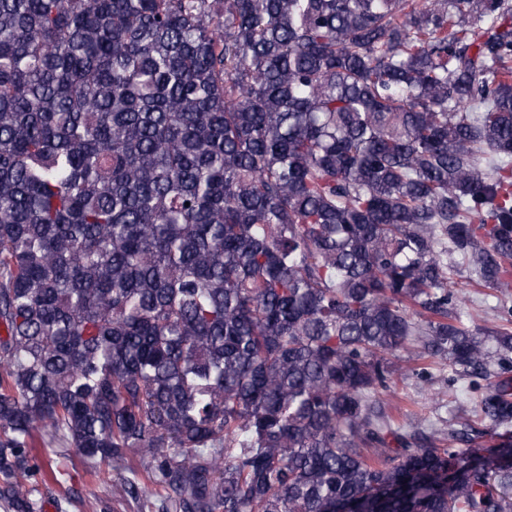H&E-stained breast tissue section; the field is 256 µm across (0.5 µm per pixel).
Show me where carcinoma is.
Masks as SVG:
<instances>
[{
  "label": "carcinoma",
  "mask_w": 512,
  "mask_h": 512,
  "mask_svg": "<svg viewBox=\"0 0 512 512\" xmlns=\"http://www.w3.org/2000/svg\"><path fill=\"white\" fill-rule=\"evenodd\" d=\"M511 297L512 0H0L8 512L36 431L146 512H512ZM428 358L485 393L410 431ZM466 277V273L458 274L455 277V280L458 283V288L454 289L459 291L462 289L463 291L470 293V296L475 301L474 307L476 312H474V314H477L475 317L476 323L483 324L484 320L494 321L497 315L500 314L501 310L497 305V300L493 294V291L489 289L471 288L470 286H467Z\"/></svg>",
  "instance_id": "carcinoma-1"
}]
</instances>
